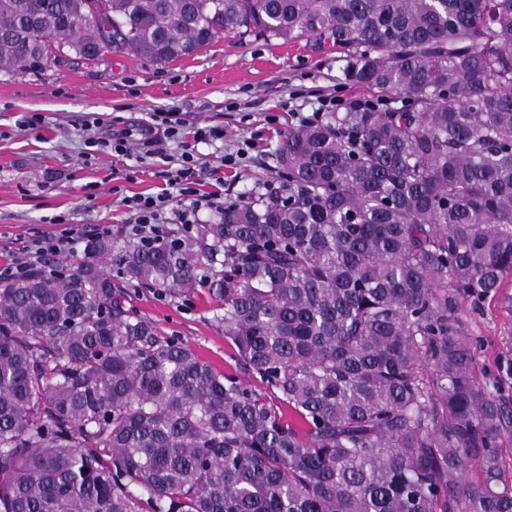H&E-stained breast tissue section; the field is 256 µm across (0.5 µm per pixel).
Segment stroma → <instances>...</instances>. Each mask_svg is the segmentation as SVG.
<instances>
[{"label": "stroma", "mask_w": 512, "mask_h": 512, "mask_svg": "<svg viewBox=\"0 0 512 512\" xmlns=\"http://www.w3.org/2000/svg\"><path fill=\"white\" fill-rule=\"evenodd\" d=\"M336 56L304 39L230 34L163 67L120 50L96 63L71 55L39 77L0 76V271L35 240L67 230L84 243L108 224L123 244V198L164 188L166 159L143 163L134 153L87 159L79 134L85 122L100 119L104 130L126 131L135 143L161 109H180L192 126L223 128V139L197 146L219 171L201 173L199 190L228 202L273 183L275 151L289 128L330 100L367 96V89L345 82ZM32 113L41 115L40 126L20 128L22 116ZM229 154L233 163L221 165ZM127 302L161 337L182 342L217 370L237 371L206 289L174 300L131 288ZM465 319L478 341L479 378L512 403V277L482 313Z\"/></svg>", "instance_id": "obj_1"}]
</instances>
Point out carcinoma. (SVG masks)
Returning <instances> with one entry per match:
<instances>
[{
    "label": "carcinoma",
    "instance_id": "carcinoma-1",
    "mask_svg": "<svg viewBox=\"0 0 512 512\" xmlns=\"http://www.w3.org/2000/svg\"><path fill=\"white\" fill-rule=\"evenodd\" d=\"M75 2L0 0V75L100 59ZM94 2L109 50L306 38L377 96L288 130L279 187L208 224L0 279V512H512V407L460 317L512 276V0ZM113 259L206 288L262 387L160 339Z\"/></svg>",
    "mask_w": 512,
    "mask_h": 512
}]
</instances>
